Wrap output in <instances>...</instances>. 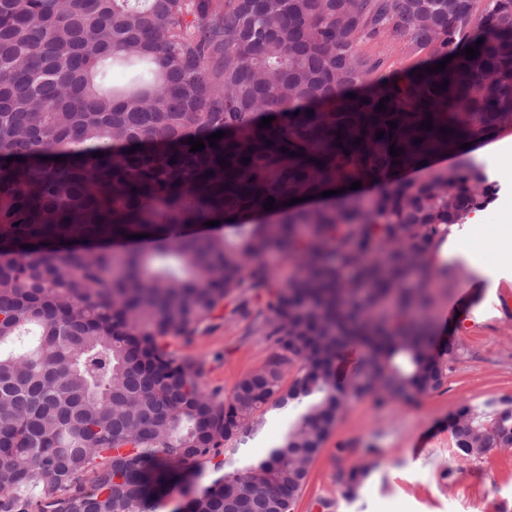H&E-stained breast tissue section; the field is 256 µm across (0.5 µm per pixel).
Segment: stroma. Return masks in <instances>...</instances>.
<instances>
[{"instance_id": "obj_1", "label": "stroma", "mask_w": 512, "mask_h": 512, "mask_svg": "<svg viewBox=\"0 0 512 512\" xmlns=\"http://www.w3.org/2000/svg\"><path fill=\"white\" fill-rule=\"evenodd\" d=\"M465 160L497 186L487 223L456 228L463 240L477 243L512 206V171H496L491 152L472 151ZM448 275L451 283L438 290L431 316L437 338L454 337L464 353L450 364L444 386L413 403L350 400L293 512H318L320 501L328 503L327 512H512V454L495 449L478 460L458 458L448 432V417L459 405L512 399V244H503L487 276L476 274L460 254L449 261ZM165 342L177 356L203 364L201 386L221 399L271 353L265 337L248 335L246 322L234 317L213 319L194 340L169 335ZM294 417L291 410L266 412L244 458H265ZM352 466L369 469L370 476L349 500L336 475Z\"/></svg>"}]
</instances>
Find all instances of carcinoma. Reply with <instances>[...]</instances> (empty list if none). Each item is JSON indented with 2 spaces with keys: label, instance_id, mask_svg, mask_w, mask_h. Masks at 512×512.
<instances>
[{
  "label": "carcinoma",
  "instance_id": "1",
  "mask_svg": "<svg viewBox=\"0 0 512 512\" xmlns=\"http://www.w3.org/2000/svg\"><path fill=\"white\" fill-rule=\"evenodd\" d=\"M375 40L429 59L381 75L358 52ZM505 126L512 0H0V346L29 341L0 352V512H145L221 454L188 512H292L349 400L413 402L463 354L430 320L435 250L497 188L436 163ZM273 251L299 261L286 281ZM222 304L272 346L227 401L161 342ZM299 404L240 464L262 415ZM448 431L463 459L512 449V406L465 404Z\"/></svg>",
  "mask_w": 512,
  "mask_h": 512
}]
</instances>
